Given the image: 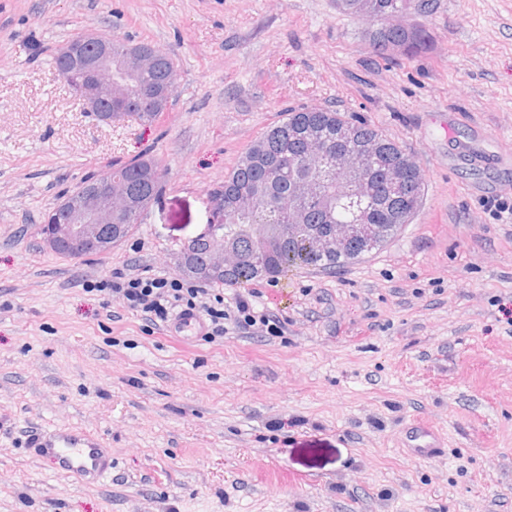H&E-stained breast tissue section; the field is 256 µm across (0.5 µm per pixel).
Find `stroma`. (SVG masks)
Instances as JSON below:
<instances>
[{
    "mask_svg": "<svg viewBox=\"0 0 512 512\" xmlns=\"http://www.w3.org/2000/svg\"><path fill=\"white\" fill-rule=\"evenodd\" d=\"M428 50L374 51L336 0H0V512H512V0H439ZM80 31L178 67L158 123L107 125L51 63ZM374 124L423 203L379 251L255 285L284 335L185 343L87 283L176 276L210 194L290 107ZM148 151L157 203L107 255L50 250L62 192ZM420 422L448 438L404 449ZM78 424L112 476H54L31 428Z\"/></svg>",
    "mask_w": 512,
    "mask_h": 512,
    "instance_id": "35a3bbf8",
    "label": "stroma"
}]
</instances>
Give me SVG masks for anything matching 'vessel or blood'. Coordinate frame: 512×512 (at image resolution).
I'll return each instance as SVG.
<instances>
[{"mask_svg":"<svg viewBox=\"0 0 512 512\" xmlns=\"http://www.w3.org/2000/svg\"><path fill=\"white\" fill-rule=\"evenodd\" d=\"M171 332L185 341L195 342L205 336L207 328L199 317L182 316L173 324ZM405 438L407 447L419 457L432 456L445 446L439 434L418 423L407 427ZM27 441L33 456L47 463L56 476L92 486L112 475L111 449L98 436L82 428H37L30 432Z\"/></svg>","mask_w":512,"mask_h":512,"instance_id":"1","label":"vessel or blood"}]
</instances>
